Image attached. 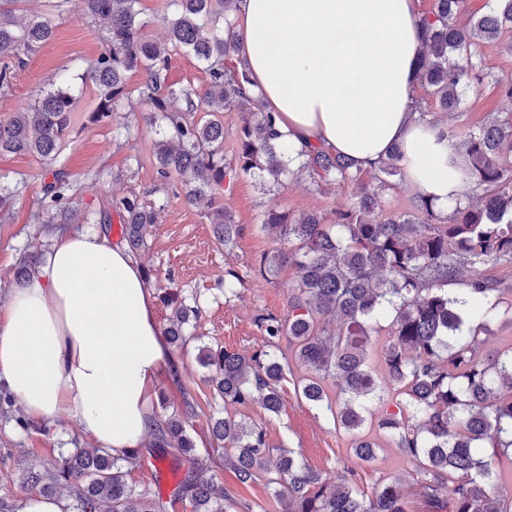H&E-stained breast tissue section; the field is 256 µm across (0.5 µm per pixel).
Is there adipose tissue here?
<instances>
[{
    "label": "adipose tissue",
    "mask_w": 512,
    "mask_h": 512,
    "mask_svg": "<svg viewBox=\"0 0 512 512\" xmlns=\"http://www.w3.org/2000/svg\"><path fill=\"white\" fill-rule=\"evenodd\" d=\"M233 19L250 80L285 140L375 173L392 146L407 182L448 210L475 192L446 127L419 120L424 16L417 0H238ZM155 297L125 245L60 231L0 304V381L34 421L72 413L112 450L144 444L153 389L178 363Z\"/></svg>",
    "instance_id": "obj_1"
}]
</instances>
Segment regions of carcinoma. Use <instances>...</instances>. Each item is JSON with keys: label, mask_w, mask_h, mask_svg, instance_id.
Here are the masks:
<instances>
[{"label": "carcinoma", "mask_w": 512, "mask_h": 512, "mask_svg": "<svg viewBox=\"0 0 512 512\" xmlns=\"http://www.w3.org/2000/svg\"><path fill=\"white\" fill-rule=\"evenodd\" d=\"M237 0H175L176 18L167 21L163 43L146 38L137 0H83L88 17L103 24L106 48L87 79L98 91L89 120L112 117L133 94L150 106L149 124L164 122L156 143L159 172L183 177L186 200L202 205L216 240L233 249L241 227L219 204L216 191L239 175L262 188L305 172L356 186L354 201L332 218L317 213L293 216L278 206L261 214V227L282 246L266 253L260 272H293L288 313L255 317L266 347L245 355L222 346L199 347L198 359L211 371L209 384L224 403L268 416L283 408L286 371L298 373L297 391L326 409L350 436L364 465L377 449L392 444L404 458L418 461L407 483L385 475L367 479L346 468L340 478L308 467L297 451L274 448L264 427L247 417L210 418L209 433L224 443V466L238 482L260 481L280 512H409V488L428 512H512V494L500 492L496 460L512 455V336L501 349L488 348L486 321L512 287L486 275L489 264H512V121H492L461 145L475 200L457 204L446 216L418 193L412 209L399 215L377 212L376 194L403 180L402 152L395 148L376 172L378 185L362 181L356 162L319 147L298 153L297 167L285 158L276 116L247 93V64L239 55L231 21ZM463 0H434L425 16L427 36L418 83L447 112L461 108L465 89L484 79L482 61L471 48L512 38V0L462 25ZM15 9L0 6V57L22 66L51 39L50 16L33 14L15 21ZM184 52L205 64L210 87L202 103L187 89L167 83L172 55ZM143 71L137 88L128 75ZM181 96L185 109L172 110L168 97ZM75 98L62 82L0 123V152L56 161L72 129ZM239 112L233 136L236 150L224 158L220 112ZM203 116L195 118V113ZM67 181L54 173L45 187L46 224H63L68 210ZM124 224V241L133 252L146 243L157 209L135 195L113 204ZM462 285L471 298L452 294ZM169 310L163 335L176 348L195 340L188 328L202 318L198 302L178 292L160 296ZM477 314V325L470 315ZM277 356L268 348L280 341ZM199 405L182 391V402L166 416H155L153 440L114 453L75 448L48 466L24 462L20 483L31 494L59 497L67 512H166L158 493L127 481L129 470L147 455H171L187 463L172 500L184 512H253V504L216 483L196 453L189 433Z\"/></svg>", "instance_id": "carcinoma-1"}]
</instances>
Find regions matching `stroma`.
I'll list each match as a JSON object with an SVG mask.
<instances>
[{
  "label": "stroma",
  "mask_w": 512,
  "mask_h": 512,
  "mask_svg": "<svg viewBox=\"0 0 512 512\" xmlns=\"http://www.w3.org/2000/svg\"><path fill=\"white\" fill-rule=\"evenodd\" d=\"M55 24L53 40L32 55L26 67L16 70L10 91L0 94V122L64 80L73 84L77 97L73 133L52 165L30 155L0 153V182L18 191L10 212L0 213V301L17 285L14 273L21 257L42 238L36 215L44 186L52 181L54 172H64L70 184L69 227L73 230H85L102 221L108 236L116 241L120 219L112 206L114 199L134 194L159 205L158 222L138 254L151 274L149 285L155 290L180 289L184 296L199 298L204 309L196 329L198 342L178 354L177 380H163L159 388L173 404L179 402L182 389L192 391L200 406L194 435L197 453L211 457L214 443L207 426L210 417L223 416L224 402L205 381L207 371L198 361L199 345L252 352L263 344L255 316L262 312L280 316L287 311L291 273L271 276L259 271L261 257L275 245L260 226L264 204L275 200L296 216L310 212L329 215L347 206L355 188L333 183L318 188L304 177L285 181L271 198L262 194L252 177L239 176L220 197L242 226L235 247L225 250L201 210L187 202L180 178L160 176L155 163L159 130L146 125V104L134 98L119 106L111 122H89L97 90L83 82L82 76L104 51L105 43L99 26L84 15L81 0H69ZM478 52L485 78L468 90L461 111L441 112L424 89L416 91L423 110L434 113L456 141L490 121L512 119V101L499 90L500 84L512 82V40L481 45ZM168 81L176 89L191 88L201 98L208 89L209 76L204 64L181 52L172 57ZM232 273L239 276L241 284L238 298L228 301L224 281ZM284 388L285 407L280 415L267 416L256 406L249 411L253 420L265 424L270 444L301 450L304 462L317 471L335 474L345 466L359 467L347 437L335 427L332 417L297 395L292 381H285ZM91 445L72 415L58 416L45 427L25 433L0 414V499L20 502L27 498V491L17 482L22 460L49 464L61 449Z\"/></svg>",
  "instance_id": "1"
}]
</instances>
